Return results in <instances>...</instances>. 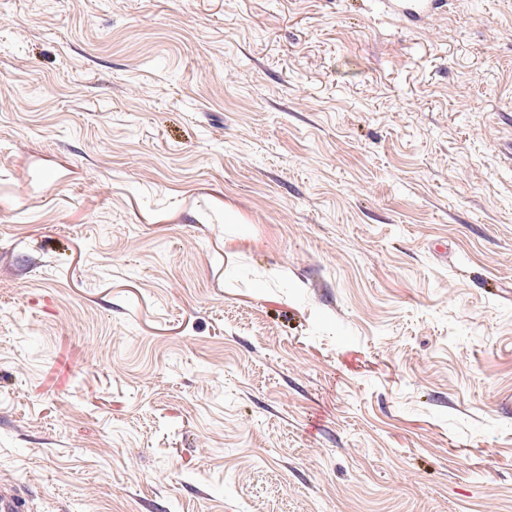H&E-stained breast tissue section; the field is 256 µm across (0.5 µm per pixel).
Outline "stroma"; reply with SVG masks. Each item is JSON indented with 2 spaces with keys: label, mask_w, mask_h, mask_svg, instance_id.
<instances>
[{
  "label": "stroma",
  "mask_w": 512,
  "mask_h": 512,
  "mask_svg": "<svg viewBox=\"0 0 512 512\" xmlns=\"http://www.w3.org/2000/svg\"><path fill=\"white\" fill-rule=\"evenodd\" d=\"M0 479L512 512V0H0ZM383 3L390 13L416 27L423 26L443 7V0H383Z\"/></svg>",
  "instance_id": "1"
}]
</instances>
